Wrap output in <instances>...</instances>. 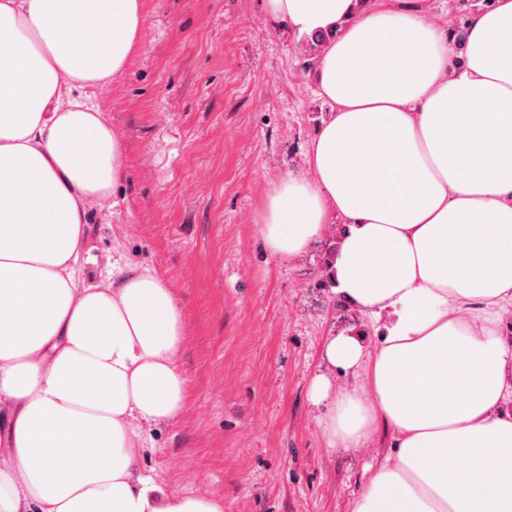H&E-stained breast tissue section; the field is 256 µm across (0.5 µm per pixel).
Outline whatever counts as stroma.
<instances>
[{
    "mask_svg": "<svg viewBox=\"0 0 512 512\" xmlns=\"http://www.w3.org/2000/svg\"><path fill=\"white\" fill-rule=\"evenodd\" d=\"M311 39L279 24L267 0H146L139 48L92 89L124 146L110 199L88 209L86 283L113 266L154 271L186 312L180 418L152 429L142 458L169 489L224 498V512H353L393 453L332 449L308 391L326 337L367 319L326 279L327 241L272 257L257 232L268 193L306 173L330 105Z\"/></svg>",
    "mask_w": 512,
    "mask_h": 512,
    "instance_id": "obj_1",
    "label": "stroma"
}]
</instances>
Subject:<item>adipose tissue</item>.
<instances>
[{"label":"adipose tissue","instance_id":"1","mask_svg":"<svg viewBox=\"0 0 512 512\" xmlns=\"http://www.w3.org/2000/svg\"><path fill=\"white\" fill-rule=\"evenodd\" d=\"M268 7L327 36L331 113L259 233L291 260L334 232L331 289L375 328L327 337L309 390L329 447L391 436L353 512H512V0L458 41L425 0ZM144 20L145 0H0V512H224L142 467L188 402L184 308L154 272L78 268L123 167L90 91Z\"/></svg>","mask_w":512,"mask_h":512}]
</instances>
